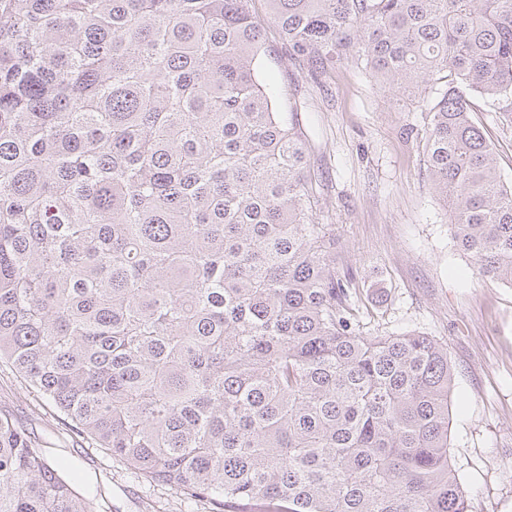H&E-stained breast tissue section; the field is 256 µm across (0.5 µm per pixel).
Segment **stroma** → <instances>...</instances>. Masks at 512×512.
<instances>
[{
    "label": "stroma",
    "instance_id": "1",
    "mask_svg": "<svg viewBox=\"0 0 512 512\" xmlns=\"http://www.w3.org/2000/svg\"><path fill=\"white\" fill-rule=\"evenodd\" d=\"M266 36L263 72L307 136L313 221L336 241L337 276L359 285L361 331L415 330L447 344L456 374L450 454L469 510L512 512V286L479 277L454 245L450 213L427 180L424 104L393 100L352 60L310 68L274 26ZM472 118L512 182V128L478 97ZM0 413L42 442L50 464H73L99 493L96 512H211L92 447L1 362Z\"/></svg>",
    "mask_w": 512,
    "mask_h": 512
}]
</instances>
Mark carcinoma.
Returning a JSON list of instances; mask_svg holds the SVG:
<instances>
[{"label": "carcinoma", "mask_w": 512, "mask_h": 512, "mask_svg": "<svg viewBox=\"0 0 512 512\" xmlns=\"http://www.w3.org/2000/svg\"><path fill=\"white\" fill-rule=\"evenodd\" d=\"M288 51L429 100L426 166L512 285V0H266ZM253 0H0V361L147 482L220 512H469L455 373L359 331ZM0 416V512H95ZM472 118L483 131L487 140L494 146L497 161L504 181L512 182V128H507L498 119V114L490 112L484 100L472 98Z\"/></svg>", "instance_id": "carcinoma-1"}]
</instances>
